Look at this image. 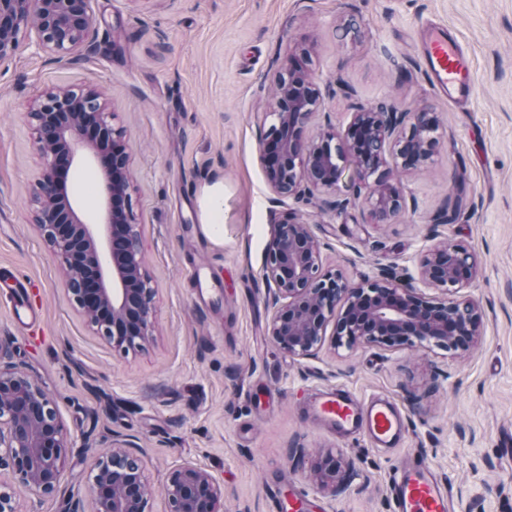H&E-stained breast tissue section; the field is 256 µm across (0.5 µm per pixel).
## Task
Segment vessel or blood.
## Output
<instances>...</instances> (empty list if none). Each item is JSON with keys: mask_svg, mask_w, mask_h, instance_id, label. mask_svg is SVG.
Wrapping results in <instances>:
<instances>
[{"mask_svg": "<svg viewBox=\"0 0 512 512\" xmlns=\"http://www.w3.org/2000/svg\"><path fill=\"white\" fill-rule=\"evenodd\" d=\"M421 57L427 80L440 94L459 102L471 97L470 55L446 26H428ZM305 410L319 427L347 439L365 438L377 448L399 447L409 431L406 414L384 395L363 398L327 389L312 394ZM388 495L390 512H452L447 488L418 457L394 469ZM306 507L303 490L294 486L279 492L274 502L275 512H305Z\"/></svg>", "mask_w": 512, "mask_h": 512, "instance_id": "vessel-or-blood-1", "label": "vessel or blood"}]
</instances>
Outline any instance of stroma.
Returning <instances> with one entry per match:
<instances>
[{
	"label": "stroma",
	"instance_id": "stroma-1",
	"mask_svg": "<svg viewBox=\"0 0 512 512\" xmlns=\"http://www.w3.org/2000/svg\"><path fill=\"white\" fill-rule=\"evenodd\" d=\"M97 39L73 60H50L35 32L0 62V266L30 279L42 331L12 314L0 280V350L48 393L73 444L62 485L42 496L10 476L16 512H90L88 478L113 434L146 462L156 489L189 462L224 486L225 512H272L274 485H301L307 512H389L390 472L420 457L447 483L455 512H512V0H91ZM446 25L470 53L471 99L459 105L427 81L420 36ZM307 49L333 122L351 106L434 112L431 158L395 170L403 210L375 223L363 201L343 213L300 201L324 268L352 281L388 267L417 276L433 233L472 249L476 282L462 289L483 314L467 351L324 344L301 359L275 347L263 279L272 212L279 206L258 160V137L281 59ZM97 88L131 145V205L157 307L156 336L122 353L69 300L64 270L33 222L42 161L22 105L52 87ZM104 174L85 154L69 190L97 224ZM224 182V242L200 230L197 196ZM450 224L434 225L444 205ZM213 269L222 287L197 298L191 273ZM342 386L393 397L409 421L388 452L316 426L304 404ZM350 463L344 485L324 492L313 474L326 457Z\"/></svg>",
	"mask_w": 512,
	"mask_h": 512
}]
</instances>
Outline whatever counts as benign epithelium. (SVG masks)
Here are the masks:
<instances>
[{
	"instance_id": "obj_1",
	"label": "benign epithelium",
	"mask_w": 512,
	"mask_h": 512,
	"mask_svg": "<svg viewBox=\"0 0 512 512\" xmlns=\"http://www.w3.org/2000/svg\"><path fill=\"white\" fill-rule=\"evenodd\" d=\"M90 0H0V62L15 55L21 37L37 16L39 44L64 57L91 47L95 32ZM307 52L281 62L270 115L276 122L261 134L259 160L276 200L310 201L347 184L351 196L322 201L340 213L362 189L369 214L385 219L404 207L392 171L416 169L429 159L427 134L437 129L434 113L394 108L352 107L349 122L336 128L324 112L325 129L307 138L310 118L323 112V97L307 68ZM35 149L43 163L34 222L47 246L66 267L64 286L96 331L113 347L138 351L154 340V288L137 245L130 199V146L114 125L95 88L68 96L52 88L27 108ZM409 135H403L405 125ZM104 160L112 178L103 184L100 234L79 217L70 200L64 170L79 151ZM424 283L441 291L427 297L390 269L374 279L347 281L323 270L309 224L292 208L273 224L266 244L263 277L272 291L268 336L288 354L310 358L324 345L334 322L333 346L363 345L469 348L480 334L482 315L470 300L453 294L473 285L478 261L467 247L438 240L418 260ZM132 444L115 438L100 457L88 483L92 512H149L142 460ZM72 444L64 424L39 383L15 369L0 352V471L43 496H54ZM340 464L317 467L322 487H336ZM168 512H224V487L208 471L187 463L173 469L159 487Z\"/></svg>"
}]
</instances>
